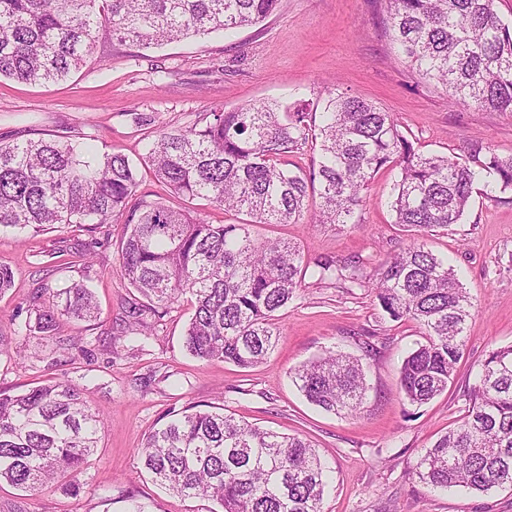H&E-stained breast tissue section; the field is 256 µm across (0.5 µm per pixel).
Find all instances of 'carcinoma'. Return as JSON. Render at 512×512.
I'll return each instance as SVG.
<instances>
[{
    "label": "carcinoma",
    "mask_w": 512,
    "mask_h": 512,
    "mask_svg": "<svg viewBox=\"0 0 512 512\" xmlns=\"http://www.w3.org/2000/svg\"><path fill=\"white\" fill-rule=\"evenodd\" d=\"M391 38L410 66L454 103L512 112V23L495 0H385ZM280 0H0V78L58 82L93 53L97 34L160 46L257 24ZM320 140L309 175L286 158ZM167 192L202 199L243 218L210 224L190 212L137 196L136 168L121 155H93L62 140L0 143V228L37 234L55 224L111 222L127 212L121 273L148 306L132 311L126 333L152 330L185 294L194 313L185 347L194 357L251 368L274 349L276 313L305 277L371 286L393 321H413L424 342L403 360L400 389L421 406L453 379L465 353L472 303L455 270L412 243L368 275L358 261L304 262L284 238L253 237L256 224H356L362 192L385 167L399 168L394 223L419 237L459 223L478 183L512 189V155L487 152L477 167L427 155L392 115L350 95L329 98L321 120L301 102L253 103L205 112L184 129L162 130L144 159ZM94 321L91 291L73 283L48 302L33 297L24 329L50 334L62 318ZM305 398L335 414H356L367 391L359 359L328 350L293 372ZM100 413L73 384L0 391V484L33 494L59 485L76 496L98 445ZM160 485L211 500L223 512H322L326 466L306 440L238 420L221 407L173 411L142 448ZM414 475L433 490L487 492L512 487V345L478 363L459 424L438 437Z\"/></svg>",
    "instance_id": "1"
}]
</instances>
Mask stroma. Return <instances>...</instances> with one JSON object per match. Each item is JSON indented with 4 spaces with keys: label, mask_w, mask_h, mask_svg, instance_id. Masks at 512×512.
<instances>
[{
    "label": "stroma",
    "mask_w": 512,
    "mask_h": 512,
    "mask_svg": "<svg viewBox=\"0 0 512 512\" xmlns=\"http://www.w3.org/2000/svg\"><path fill=\"white\" fill-rule=\"evenodd\" d=\"M345 93L390 112L424 154L470 159L474 149L512 154V112L450 102L422 79L393 43L384 0H281L272 16L231 32H214L160 47L118 43L100 32L94 53L66 81L25 84L0 79V142L93 137L98 153L140 165L139 196L174 210L190 209L213 224L233 217L207 201L169 195L142 167L145 145L163 129L191 125L199 113L249 103H322ZM144 115L148 124L136 123ZM398 170L379 171L363 192L357 224H258V237L296 242L304 259L383 263L412 244L394 222L390 202ZM124 215L95 232L59 224L39 235L0 229V264L14 285L0 294V391L19 392L45 380L78 384L101 410L98 446L73 496L60 489L34 495L0 485V512H213L211 501L186 500L157 484L142 466L149 432L169 412L205 404L246 421L312 442L332 469L324 512H512V488L487 493L434 492L412 470L424 449L461 415L472 370L487 351L512 345V191L474 194L460 223L426 245L458 271L472 309L466 352L447 390L417 407L404 398L400 367L422 343L411 321L383 316L366 288L304 280L277 314L280 336L267 359L242 369L192 357L184 346L193 314L183 296L149 336L123 339L138 293L120 271ZM80 281L99 306L92 322L62 320L54 336L25 335L33 292ZM80 351L64 349L63 339ZM27 359L17 365L12 348ZM335 348L368 370L356 415L326 412L292 381L294 368Z\"/></svg>",
    "instance_id": "obj_1"
}]
</instances>
